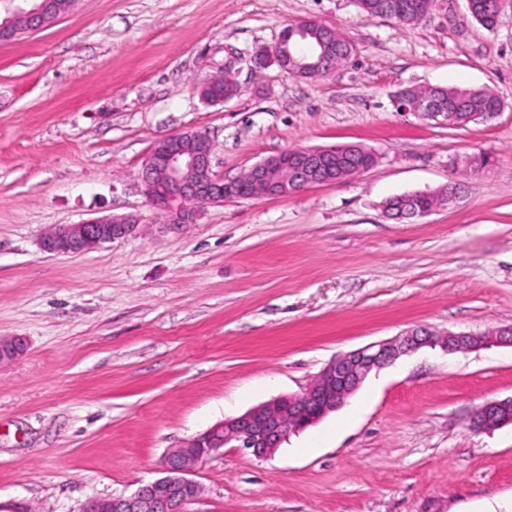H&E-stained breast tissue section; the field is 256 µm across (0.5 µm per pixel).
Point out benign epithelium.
Segmentation results:
<instances>
[{
  "label": "benign epithelium",
  "mask_w": 512,
  "mask_h": 512,
  "mask_svg": "<svg viewBox=\"0 0 512 512\" xmlns=\"http://www.w3.org/2000/svg\"><path fill=\"white\" fill-rule=\"evenodd\" d=\"M23 16L34 29L52 23L50 0H7L0 15V41L17 37L13 23ZM279 38L270 50H262L255 64L263 59L296 77L301 65ZM404 111L422 112L430 118L441 117L455 124L447 112H434L426 103ZM279 165L285 176L275 180L271 166L258 162L248 169L251 181L264 195L285 196L312 185L326 183L320 178L323 160L312 150L298 148L280 153ZM141 181L149 204L165 216V226L178 232L194 224L205 207L224 201L226 181L212 169L211 149L199 132L172 135L155 144L141 171ZM138 220L131 217H99L78 224H57L40 240V248L53 255L78 254L121 239L135 230ZM512 347V325L491 332H447L436 336L412 330L395 339L385 340L341 353L329 361L315 379L299 394L283 395L260 403L245 413L226 418L205 432L170 449L162 461V477L140 485L130 495H112L88 499L81 512H190L202 494L201 485L191 478L196 464L223 448H241L257 459H266L296 434L339 409L375 369L394 363L422 347H440L447 353L475 351L487 345ZM23 350L18 339L0 338V364L12 361ZM512 397L491 400L471 417L475 431H491L512 424L503 415Z\"/></svg>",
  "instance_id": "7a95c632"
}]
</instances>
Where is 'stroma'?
<instances>
[{"instance_id": "1", "label": "stroma", "mask_w": 512, "mask_h": 512, "mask_svg": "<svg viewBox=\"0 0 512 512\" xmlns=\"http://www.w3.org/2000/svg\"><path fill=\"white\" fill-rule=\"evenodd\" d=\"M336 30L351 60L301 79L253 53L291 23ZM234 60L237 96L206 77ZM488 87L504 107L464 127L398 111L410 86ZM200 132L221 179L293 147L362 145L373 168L291 196L227 199L172 233L140 181L154 145ZM487 157L469 174L465 159ZM448 208L383 203L454 177ZM135 215L79 255L38 245L56 224ZM512 324V0L494 29L465 0L413 25L353 0H78L0 43V504L80 512L159 478L180 442L297 394L336 355L426 328ZM512 396V348L424 347L373 371L336 412L269 458L201 461L192 512H480L512 505V425L470 427ZM237 85L228 74H224V80L207 79L201 86L200 95L202 99L211 104L222 103L224 98H232L237 93ZM512 397L491 400L479 407L471 417L470 427L475 431H491L512 424V419L503 415Z\"/></svg>"}]
</instances>
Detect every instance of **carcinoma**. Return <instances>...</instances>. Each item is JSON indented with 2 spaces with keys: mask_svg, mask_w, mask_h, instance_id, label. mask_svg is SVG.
I'll list each match as a JSON object with an SVG mask.
<instances>
[{
  "mask_svg": "<svg viewBox=\"0 0 512 512\" xmlns=\"http://www.w3.org/2000/svg\"><path fill=\"white\" fill-rule=\"evenodd\" d=\"M354 4L367 16L388 17L404 24H413L428 14L431 0H354ZM468 13L473 20L488 29L495 27L499 16L496 0H470ZM236 93L237 85L227 74L222 80H206L200 89L202 99L211 104L230 99ZM397 97L405 104L430 100L440 107L441 111L455 113L456 121L464 124L490 118L503 109L500 98L486 88L407 87L400 90ZM374 163L375 156L371 149L364 146L344 147L335 151L327 176L345 179L355 175L359 166H370ZM460 190L461 182L452 180L435 190L415 191L392 197L384 203V208L389 213L431 211L446 204L450 196L459 195Z\"/></svg>",
  "mask_w": 512,
  "mask_h": 512,
  "instance_id": "obj_1",
  "label": "carcinoma"
}]
</instances>
